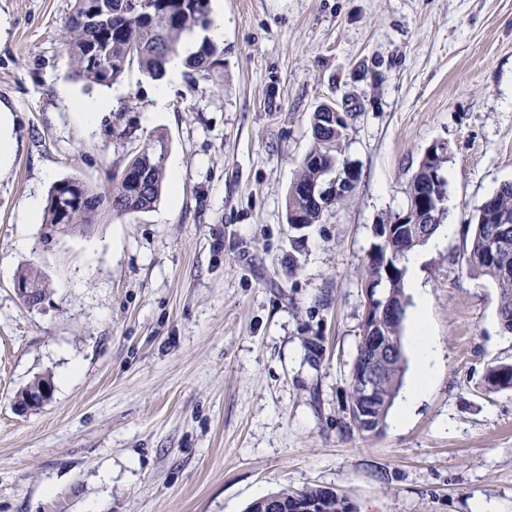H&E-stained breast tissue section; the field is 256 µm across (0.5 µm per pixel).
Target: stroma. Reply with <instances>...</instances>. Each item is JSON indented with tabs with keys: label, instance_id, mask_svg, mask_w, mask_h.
Instances as JSON below:
<instances>
[{
	"label": "stroma",
	"instance_id": "stroma-1",
	"mask_svg": "<svg viewBox=\"0 0 512 512\" xmlns=\"http://www.w3.org/2000/svg\"><path fill=\"white\" fill-rule=\"evenodd\" d=\"M73 7L0 0V512H246L310 487L353 512H512V388L484 385L512 334L466 233L512 181V0H211L218 74H182L162 108L139 70L72 76ZM60 84L116 104L85 123ZM324 102L355 110L359 178L299 229L286 197ZM160 136L178 193L43 243L55 181L107 190ZM436 141L447 218L418 251L442 364L405 428L352 432L363 262ZM28 266L49 283L35 308L14 291ZM39 376L51 398L17 412Z\"/></svg>",
	"mask_w": 512,
	"mask_h": 512
}]
</instances>
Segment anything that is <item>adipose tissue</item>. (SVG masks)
I'll list each match as a JSON object with an SVG mask.
<instances>
[{
    "instance_id": "obj_1",
    "label": "adipose tissue",
    "mask_w": 512,
    "mask_h": 512,
    "mask_svg": "<svg viewBox=\"0 0 512 512\" xmlns=\"http://www.w3.org/2000/svg\"><path fill=\"white\" fill-rule=\"evenodd\" d=\"M416 311L412 329V351L415 370L401 394L399 408L393 418L395 428H403L410 409L420 401L438 370V346L429 332L427 307L429 297L422 288H415Z\"/></svg>"
}]
</instances>
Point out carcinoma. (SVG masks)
Returning <instances> with one entry per match:
<instances>
[{"label":"carcinoma","instance_id":"1","mask_svg":"<svg viewBox=\"0 0 512 512\" xmlns=\"http://www.w3.org/2000/svg\"><path fill=\"white\" fill-rule=\"evenodd\" d=\"M135 0H75L73 14L63 30L65 52L72 64V74L99 86H109L136 67L147 75L158 78L165 65L177 54L182 38L196 29H205L210 23L209 0H148L146 13L134 8ZM97 11L95 24L81 22L89 12ZM104 46L106 53L98 65L89 61L95 46ZM213 45L202 44L194 55L190 67L194 73L209 75L219 65ZM323 113L312 112L310 124L313 129V145L302 158L294 180L288 190L287 218L299 220L301 226L318 224L323 216L343 204L344 199L325 202L319 206L299 192V186L322 178L323 161L343 174H353L356 167L344 157V143L350 125L335 129L318 125ZM166 145L160 137L153 144L131 151L124 171L112 175V188L104 192L94 189L82 179L67 177L56 181L50 188L45 223L58 224L63 197L70 189H76L102 207L108 206L117 215L147 211L160 200L166 180L165 155L160 149ZM429 175L423 169L414 174L408 189V201L420 199L424 207H431V200L423 199L428 193L425 181ZM486 211L474 216L470 237L468 271L473 275L487 276L499 291L498 314L506 323L504 330L512 333V182H504L496 192L485 200ZM98 215L90 209H71L67 223L76 227L96 223ZM439 225L417 224L410 218L408 228L381 241L378 245L380 257H367L364 263L362 284L366 285L384 277L383 262L398 261L403 267L406 255L433 235ZM495 236L500 242L497 259L486 255V242ZM404 277L401 273L386 282L387 289L401 307L407 306L404 292ZM406 369L404 354L384 359V377L379 382L376 402L370 405L373 415L382 408H390L398 394ZM488 387L491 389L512 388V364H499L489 369ZM301 497L325 500L324 512H344V497L328 488H306Z\"/></svg>","mask_w":512,"mask_h":512}]
</instances>
